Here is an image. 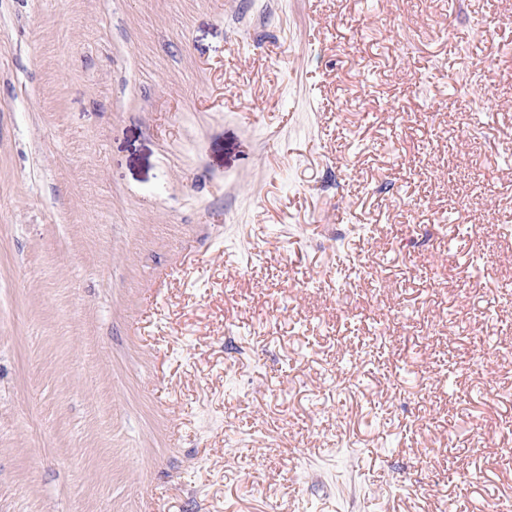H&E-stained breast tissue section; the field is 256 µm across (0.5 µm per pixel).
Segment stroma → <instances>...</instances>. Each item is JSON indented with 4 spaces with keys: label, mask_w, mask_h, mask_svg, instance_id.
Returning <instances> with one entry per match:
<instances>
[{
    "label": "stroma",
    "mask_w": 512,
    "mask_h": 512,
    "mask_svg": "<svg viewBox=\"0 0 512 512\" xmlns=\"http://www.w3.org/2000/svg\"><path fill=\"white\" fill-rule=\"evenodd\" d=\"M512 0H0V512L512 503Z\"/></svg>",
    "instance_id": "1"
}]
</instances>
